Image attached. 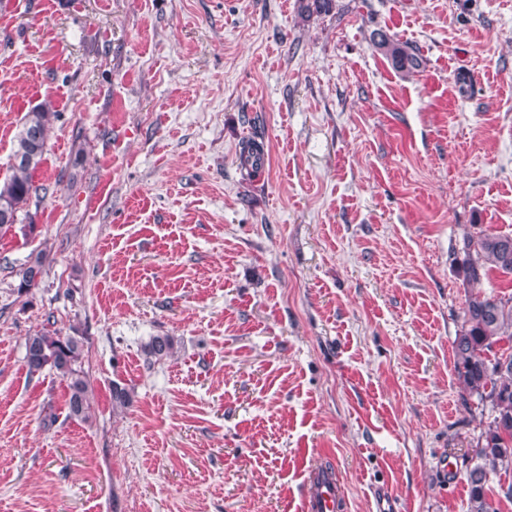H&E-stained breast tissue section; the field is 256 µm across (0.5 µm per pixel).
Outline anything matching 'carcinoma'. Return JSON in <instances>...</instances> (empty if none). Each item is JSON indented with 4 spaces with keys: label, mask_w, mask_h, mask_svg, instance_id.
<instances>
[{
    "label": "carcinoma",
    "mask_w": 512,
    "mask_h": 512,
    "mask_svg": "<svg viewBox=\"0 0 512 512\" xmlns=\"http://www.w3.org/2000/svg\"><path fill=\"white\" fill-rule=\"evenodd\" d=\"M301 13L326 15L336 8L335 0H298ZM374 48L392 67L405 75L417 72L423 64L419 53L382 30L371 35ZM58 118L51 104L33 107L24 117L15 138L12 176L0 182V212L7 209L14 219L29 200L49 194L51 187L35 184L33 173L41 166L47 151V135ZM240 164L250 172L264 165L263 146L254 139L242 143ZM465 274L469 283L479 285L497 274L512 277V234L483 230L463 239ZM47 262L39 251L28 258L20 273L18 292L37 285L29 278L42 276ZM25 363L29 373L45 369L56 372L67 382L69 416L86 421L90 418V384L81 370L83 341L63 336L57 330L42 329L28 337ZM147 354L161 362L174 355L169 336H153L145 345ZM456 371L466 391L481 403L490 405L491 420L481 433L475 463L468 470L470 485L468 512H495L488 501L485 484L489 472L512 470V293L477 291L469 295L464 309V325L454 341ZM112 408L122 411L134 405V389L114 381Z\"/></svg>",
    "instance_id": "obj_1"
}]
</instances>
